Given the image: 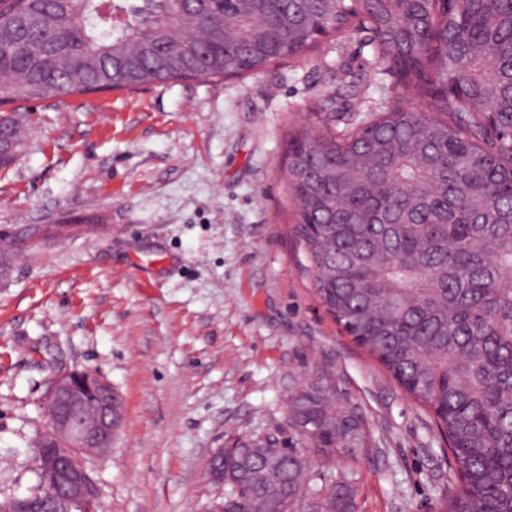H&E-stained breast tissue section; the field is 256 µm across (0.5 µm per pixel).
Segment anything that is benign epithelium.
I'll return each mask as SVG.
<instances>
[{
    "mask_svg": "<svg viewBox=\"0 0 512 512\" xmlns=\"http://www.w3.org/2000/svg\"><path fill=\"white\" fill-rule=\"evenodd\" d=\"M43 406L49 429L35 452L47 495L21 500V512H93L99 500L84 458L112 447L122 401L97 371L74 368L54 378Z\"/></svg>",
    "mask_w": 512,
    "mask_h": 512,
    "instance_id": "7a95c632",
    "label": "benign epithelium"
}]
</instances>
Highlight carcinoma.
I'll return each instance as SVG.
<instances>
[{"label": "carcinoma", "mask_w": 512, "mask_h": 512, "mask_svg": "<svg viewBox=\"0 0 512 512\" xmlns=\"http://www.w3.org/2000/svg\"><path fill=\"white\" fill-rule=\"evenodd\" d=\"M398 99L341 138L288 141L295 232L326 312L432 413L456 465L445 512H512V0H0V107L265 71L351 21ZM483 120H474V113ZM288 426L326 458L369 450L318 382ZM300 458L246 438L224 456V512L317 496ZM351 483L324 512H349Z\"/></svg>", "instance_id": "carcinoma-1"}]
</instances>
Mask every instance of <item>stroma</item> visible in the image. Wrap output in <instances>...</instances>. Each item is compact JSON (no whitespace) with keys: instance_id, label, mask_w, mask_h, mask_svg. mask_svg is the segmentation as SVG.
<instances>
[{"instance_id":"obj_1","label":"stroma","mask_w":512,"mask_h":512,"mask_svg":"<svg viewBox=\"0 0 512 512\" xmlns=\"http://www.w3.org/2000/svg\"><path fill=\"white\" fill-rule=\"evenodd\" d=\"M397 93L356 27L257 74L19 102L0 166V500L37 484L42 398L87 367L120 393L109 455L84 465L103 512H207L209 458L290 439L312 487L352 478L351 512H443L455 485L429 411L344 334L293 230L288 140L364 124ZM322 377L370 448L327 462L288 427Z\"/></svg>"}]
</instances>
